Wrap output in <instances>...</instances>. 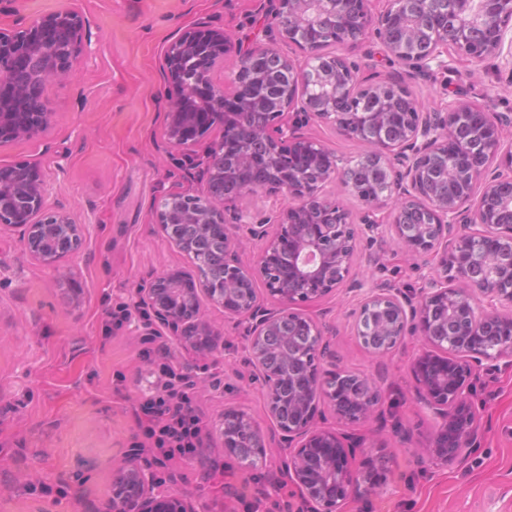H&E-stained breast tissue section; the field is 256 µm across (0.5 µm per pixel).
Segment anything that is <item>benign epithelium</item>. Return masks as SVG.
<instances>
[{
	"instance_id": "1",
	"label": "benign epithelium",
	"mask_w": 512,
	"mask_h": 512,
	"mask_svg": "<svg viewBox=\"0 0 512 512\" xmlns=\"http://www.w3.org/2000/svg\"><path fill=\"white\" fill-rule=\"evenodd\" d=\"M371 0H259L270 13L274 28L266 39L239 53L233 64L237 91L233 112H223L224 88L214 75L224 70L228 38L204 23L183 31L163 49V70L175 88L166 115V139L179 154L190 182L204 188L176 186L166 192L155 210L160 231L180 251H193L198 242L224 227L228 201L270 188L285 193L291 203L272 224L250 229L267 244L252 265L238 261L236 245L224 236L220 276L201 265L199 287L185 286L179 273L158 276L138 289L140 304L150 308L167 335L199 352L211 350L220 332L200 312V295L224 307L231 315L251 321V359L269 393L267 413L282 439L288 442L286 473L310 512H343L351 499L384 489L394 471L384 448L372 450L354 471L348 465L344 443L336 433L316 425L320 394L349 424L370 419L377 401L374 384L358 378V395L346 401L324 391L319 368L311 367L288 387V405L279 400L282 376L269 362L270 339L285 323L304 325L311 332L313 353H318L321 332L310 316L292 304L322 296L340 287L348 277L355 252L356 230L351 213L330 200L323 189L339 174L336 156L320 140L301 132L312 119L334 125L355 136L357 123L347 112L352 95L377 99L382 110L366 114V125L379 127L395 115L398 102L405 111L393 138L363 136L381 184L372 188L351 184L363 203L359 223L374 229L390 221L401 247L411 255L447 253L446 275L432 277L414 293L398 288H377L364 299L358 312L360 325L380 309L390 312L375 335L381 343L368 345L384 354L396 347L409 323L417 322L426 345L446 350L439 356L426 351L416 361L415 397L444 423V431L429 449L433 463L461 465L481 446L480 410L474 401L473 379L488 362L512 366V139L504 131L512 116L480 110L456 99L446 108L428 112L412 97L405 79L416 80L432 68L449 70L466 59L479 63L502 58L512 69V0H453L447 18L438 20L433 0H387L373 12ZM316 17L335 24L351 17L354 24L333 29V43L355 45L371 32L385 55L401 66L405 77L396 82L366 79L356 65L341 55L327 56L307 39L306 30ZM277 32L297 45L303 63L283 58L276 50ZM90 43L81 15L59 8L32 17L16 28L0 26V147L19 140H37L53 122L47 87L71 77L74 62ZM274 60L288 75L280 95L266 99L246 85L254 80L256 60ZM217 118L234 128L241 142L253 140L267 149L268 181L259 184L242 175L250 163L246 151L229 153L224 141L206 151L196 150L199 137ZM467 127L481 142L473 154L458 130ZM452 157L448 193L427 189L430 162ZM394 203L390 216L383 208ZM429 215V223L415 224L416 209ZM0 228H19L29 256L53 264L76 252L82 231L71 214L47 205L44 172L35 164L0 165ZM487 242L485 262L493 275L478 280L463 250L471 239ZM288 244L290 270L280 274L274 256ZM263 280L282 307L265 308L255 291ZM447 309L461 336H496L492 348L436 339L439 325L433 310ZM232 420L247 428L248 444L262 457L265 437L248 415ZM104 512H196L192 502L175 494H159L150 475L130 460L113 473L112 498Z\"/></svg>"
}]
</instances>
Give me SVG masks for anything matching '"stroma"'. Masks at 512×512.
<instances>
[{
    "instance_id": "35a3bbf8",
    "label": "stroma",
    "mask_w": 512,
    "mask_h": 512,
    "mask_svg": "<svg viewBox=\"0 0 512 512\" xmlns=\"http://www.w3.org/2000/svg\"><path fill=\"white\" fill-rule=\"evenodd\" d=\"M63 6L79 11L91 48L73 77L50 86L54 125L35 143L0 147V164L32 163L45 173L50 206L68 210L81 225V251L53 265L32 260L21 232L0 230V512H102L112 496L115 467L132 459L135 411L154 393L157 376L143 361L148 311L138 288L166 272L196 283L195 263L154 223L162 192L185 181V171L163 140L172 88L161 73L162 50L180 30L207 22L231 44L245 40L258 16L256 0H0V23L22 22ZM333 53L358 64L363 77L401 75L375 35ZM422 108L464 98L479 108L512 113V84L495 61L459 63L409 83ZM305 134L337 158L357 162L367 151L333 125L311 121ZM438 270L415 257L394 230H358L349 276L342 286L300 308L321 333L324 378L354 374L380 392L374 416L352 425L320 399L318 426L355 435L365 448L384 446L395 478L380 495L351 501L347 512H512V368L476 381L483 402L485 440L466 465L431 464L427 450L439 420L414 395V363L423 349L415 333L377 356L357 334L359 308L370 289L392 284L420 288ZM130 311L122 327L109 314ZM205 317L219 329L218 347L196 353L165 337L172 362L190 375L208 432L202 462L174 473L152 468L166 490L200 512H300L296 486L280 471L288 450L267 414L268 391L250 361V323L201 298ZM242 412L263 430L267 456L248 468L226 452L224 417Z\"/></svg>"
}]
</instances>
